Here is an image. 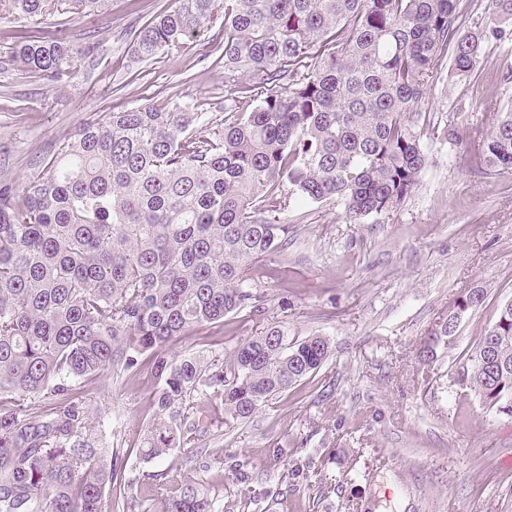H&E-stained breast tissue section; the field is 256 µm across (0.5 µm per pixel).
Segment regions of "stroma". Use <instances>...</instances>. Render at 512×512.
<instances>
[{"mask_svg": "<svg viewBox=\"0 0 512 512\" xmlns=\"http://www.w3.org/2000/svg\"><path fill=\"white\" fill-rule=\"evenodd\" d=\"M174 0H106L76 14L52 0L31 20L0 4V180L23 186L59 141L92 115L151 103H193L201 124L224 116V28L215 17L181 54L137 60L131 33ZM66 29L79 54L70 78L23 70L10 55L17 35ZM512 36L489 41L475 75L436 79L421 104L457 141L423 135L430 163L404 203L376 224L345 223L331 203L290 199L281 215L288 244L267 257L274 279H259L260 315L225 317L180 338L183 355L231 354L272 323L330 344L323 367L278 394L249 420L224 428V482L214 493L245 512H512V423L453 385L465 354L512 300V171L485 174L474 160L473 125L512 104ZM484 302L463 317L432 364L416 352L431 326L473 287ZM156 382L101 377L84 397L100 442L125 452L126 481L181 461L174 449L148 460L139 449L153 420Z\"/></svg>", "mask_w": 512, "mask_h": 512, "instance_id": "stroma-1", "label": "stroma"}]
</instances>
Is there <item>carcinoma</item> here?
I'll use <instances>...</instances> for the list:
<instances>
[{
	"instance_id": "1",
	"label": "carcinoma",
	"mask_w": 512,
	"mask_h": 512,
	"mask_svg": "<svg viewBox=\"0 0 512 512\" xmlns=\"http://www.w3.org/2000/svg\"><path fill=\"white\" fill-rule=\"evenodd\" d=\"M217 0H176L131 35L142 61L183 50ZM41 18L50 0H9ZM512 24V0H487ZM486 36L459 0H224V119L199 126L187 103L99 115L59 142L17 189L0 180V512H222L190 476L219 429L251 418L319 371L323 336L277 324L218 353L175 357L178 338L260 309L251 272L288 244L279 214L297 196L336 200L347 224L397 209L429 156L413 114L443 71L472 73ZM77 50L61 29L20 36L13 60L67 79ZM476 165L512 171V105L478 126ZM475 287L454 301L483 303ZM149 365L153 422L140 455L187 448L164 482L123 479L99 446L81 389ZM459 386L512 420V305L457 371Z\"/></svg>"
}]
</instances>
